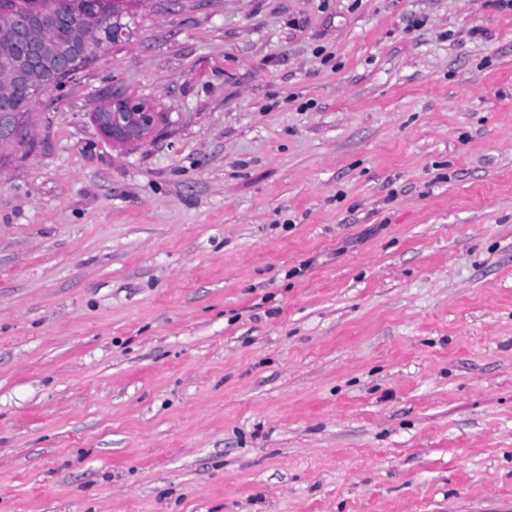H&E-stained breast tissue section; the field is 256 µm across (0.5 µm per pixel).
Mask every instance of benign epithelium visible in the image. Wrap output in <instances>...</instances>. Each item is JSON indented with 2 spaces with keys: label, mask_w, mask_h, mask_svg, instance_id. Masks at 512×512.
<instances>
[{
  "label": "benign epithelium",
  "mask_w": 512,
  "mask_h": 512,
  "mask_svg": "<svg viewBox=\"0 0 512 512\" xmlns=\"http://www.w3.org/2000/svg\"><path fill=\"white\" fill-rule=\"evenodd\" d=\"M36 26L27 20L13 17L0 22V39L9 47L22 51L17 70L5 84H0V147H12L24 134H31V125L23 124L21 116L6 106L14 84L29 80L42 71V60L46 56L55 59L62 74H75L81 63L101 52V46L92 36L83 38L76 54L52 46L40 38ZM92 120L100 133L114 143L143 145L151 141L156 130L155 115L150 105L138 98L113 89L112 97L92 114Z\"/></svg>",
  "instance_id": "1"
}]
</instances>
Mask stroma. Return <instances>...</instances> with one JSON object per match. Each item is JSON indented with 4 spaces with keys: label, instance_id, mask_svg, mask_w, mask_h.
I'll use <instances>...</instances> for the list:
<instances>
[{
    "label": "stroma",
    "instance_id": "stroma-1",
    "mask_svg": "<svg viewBox=\"0 0 512 512\" xmlns=\"http://www.w3.org/2000/svg\"><path fill=\"white\" fill-rule=\"evenodd\" d=\"M123 21L0 155V512H512V8ZM92 120L112 143L137 146L151 141L157 125L148 103L116 88L112 89V97L93 112Z\"/></svg>",
    "mask_w": 512,
    "mask_h": 512
}]
</instances>
